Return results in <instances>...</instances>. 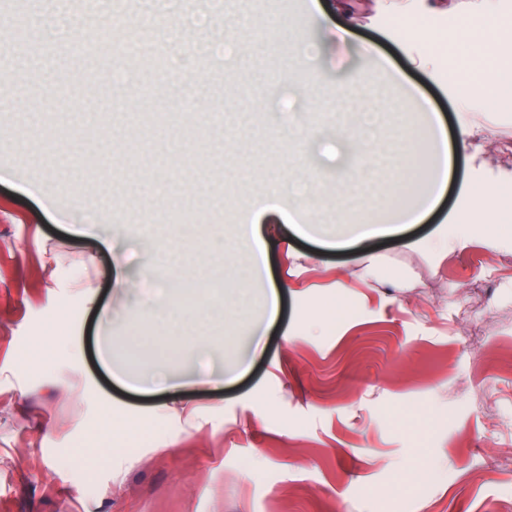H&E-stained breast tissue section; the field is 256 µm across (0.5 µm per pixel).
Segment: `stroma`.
I'll use <instances>...</instances> for the list:
<instances>
[{
    "label": "stroma",
    "mask_w": 512,
    "mask_h": 512,
    "mask_svg": "<svg viewBox=\"0 0 512 512\" xmlns=\"http://www.w3.org/2000/svg\"><path fill=\"white\" fill-rule=\"evenodd\" d=\"M52 6L23 0L7 47L21 66L0 82V512H512V246L496 241L512 220L447 254L425 245L470 208L465 187L512 186V108L457 80L466 59L487 72L489 40L512 62V0L492 26L485 0H84L65 26ZM465 26L467 43L441 46ZM175 57L207 72L190 95ZM419 101L448 135L444 195L418 224L331 247L350 231L341 196L389 221ZM365 112L379 121L360 169L336 133ZM110 134L120 153L102 152ZM262 203L305 207L320 229L264 217L281 306L253 310L259 348L229 321L211 361L180 340L143 353L132 338L156 309L137 282L185 312L235 292L224 243ZM175 243L200 261L193 280L155 262ZM369 250L413 288L362 280ZM162 362L180 388L114 376L151 380ZM107 406L142 431L100 460L87 443L112 435ZM410 460L435 469L397 485Z\"/></svg>",
    "instance_id": "obj_1"
}]
</instances>
